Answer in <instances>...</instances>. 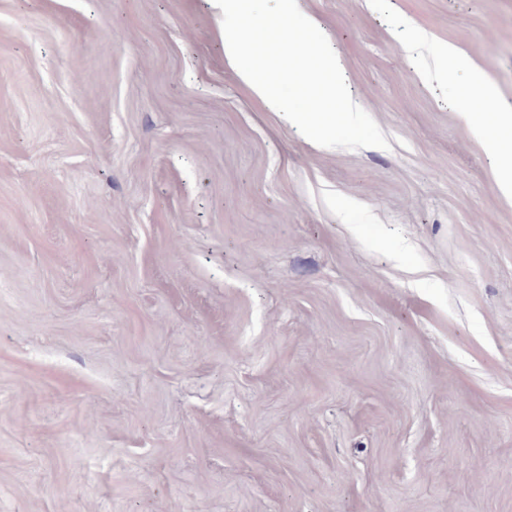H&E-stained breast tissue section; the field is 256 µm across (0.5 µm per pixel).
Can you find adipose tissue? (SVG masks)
I'll list each match as a JSON object with an SVG mask.
<instances>
[{"label":"adipose tissue","instance_id":"adipose-tissue-1","mask_svg":"<svg viewBox=\"0 0 512 512\" xmlns=\"http://www.w3.org/2000/svg\"><path fill=\"white\" fill-rule=\"evenodd\" d=\"M405 50L415 56L426 54L433 59V68L422 76L424 82L441 83L447 80L449 70H464L469 74L464 96L474 95L486 101L496 99V89L484 71L456 46L416 30L412 32ZM463 118L474 138L497 158L498 188L503 196L512 198V107L493 112H467Z\"/></svg>","mask_w":512,"mask_h":512}]
</instances>
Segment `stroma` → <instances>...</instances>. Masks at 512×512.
Returning <instances> with one entry per match:
<instances>
[{"label":"stroma","mask_w":512,"mask_h":512,"mask_svg":"<svg viewBox=\"0 0 512 512\" xmlns=\"http://www.w3.org/2000/svg\"><path fill=\"white\" fill-rule=\"evenodd\" d=\"M326 151L206 0H0V512H512V0H300ZM459 47L426 84L410 28ZM404 49L411 55H429L434 67L422 75L426 83H442L448 79V70L459 69L468 71L469 78L463 90L465 97L476 95L485 101H494L497 97L495 86L488 80L482 69L475 66L456 46L438 41L416 29ZM463 119L474 138L498 159V188L503 196L512 198V107L467 112Z\"/></svg>","instance_id":"obj_1"}]
</instances>
